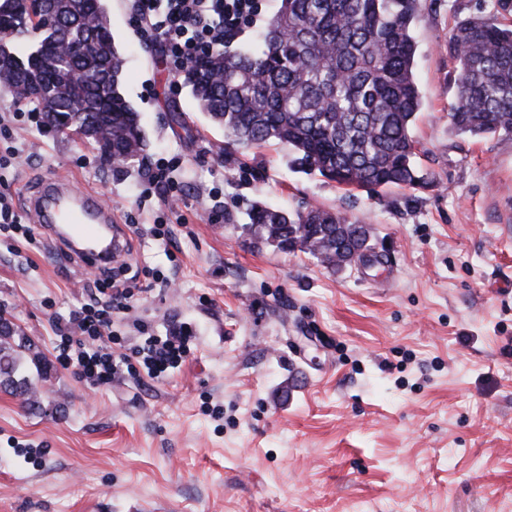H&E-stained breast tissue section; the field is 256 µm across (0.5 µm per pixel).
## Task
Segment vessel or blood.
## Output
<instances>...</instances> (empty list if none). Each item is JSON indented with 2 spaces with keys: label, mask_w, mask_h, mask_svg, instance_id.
Instances as JSON below:
<instances>
[{
  "label": "vessel or blood",
  "mask_w": 512,
  "mask_h": 512,
  "mask_svg": "<svg viewBox=\"0 0 512 512\" xmlns=\"http://www.w3.org/2000/svg\"><path fill=\"white\" fill-rule=\"evenodd\" d=\"M26 208L47 236L98 267L108 266L109 261L91 250L90 245L103 229H111L114 250L124 252L129 247L124 226L102 203L99 193L91 188L74 191L70 178L60 177L43 184L27 198Z\"/></svg>",
  "instance_id": "1"
}]
</instances>
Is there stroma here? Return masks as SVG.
Listing matches in <instances>:
<instances>
[{
  "label": "stroma",
  "instance_id": "1",
  "mask_svg": "<svg viewBox=\"0 0 512 512\" xmlns=\"http://www.w3.org/2000/svg\"><path fill=\"white\" fill-rule=\"evenodd\" d=\"M490 0H422L417 188L346 189L269 143L229 148L129 0H105L147 159L15 114L13 207L34 243L0 239V311L35 343L38 403L0 390V512H512V137L453 132L448 32ZM166 165L177 206L151 182ZM98 190L131 241L127 348L188 323L170 376L91 387L56 359V321L89 302V265L46 239L26 197L58 175ZM366 218L381 266L334 272L255 242V204ZM170 228L159 240L151 229Z\"/></svg>",
  "mask_w": 512,
  "mask_h": 512
}]
</instances>
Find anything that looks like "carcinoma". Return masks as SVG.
<instances>
[{"label": "carcinoma", "mask_w": 512, "mask_h": 512, "mask_svg": "<svg viewBox=\"0 0 512 512\" xmlns=\"http://www.w3.org/2000/svg\"><path fill=\"white\" fill-rule=\"evenodd\" d=\"M421 0H281L261 44L216 48L183 73V83L232 143L288 150L291 165L349 189L416 188L412 126L422 106L414 72V24ZM512 0H494L487 18L451 30L457 94L449 125L474 137L512 135V24L498 16ZM103 0H0V72L4 91L37 106L45 127L62 135L92 127L88 143L104 163L128 167L146 141L138 113L120 90L123 59ZM59 49L51 69L45 51ZM79 73L65 97L61 78ZM247 229L258 241L298 249L333 271L378 262L366 224L339 211L309 207L290 213L256 206ZM33 343L0 324V389L35 394L21 351Z\"/></svg>", "instance_id": "carcinoma-1"}]
</instances>
